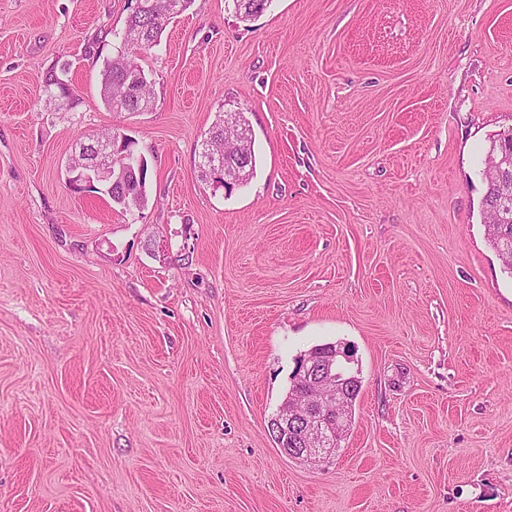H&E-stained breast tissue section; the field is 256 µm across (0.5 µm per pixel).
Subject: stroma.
<instances>
[{
  "label": "stroma",
  "mask_w": 512,
  "mask_h": 512,
  "mask_svg": "<svg viewBox=\"0 0 512 512\" xmlns=\"http://www.w3.org/2000/svg\"><path fill=\"white\" fill-rule=\"evenodd\" d=\"M130 0H0V512H512V275L485 158L512 129V0H193L108 110ZM67 68L68 98L43 80ZM240 112L256 171L196 167ZM118 128L125 211L66 183ZM354 352L336 457L270 428L300 354ZM508 135H510V140L507 138ZM504 144H510L512 148V131L501 135L497 140H493L486 156L483 175L487 181V190L482 199V211L488 219V242L502 261L504 270H508L512 275V190L508 194V201H505V193L498 186L491 159H489L488 166L486 165L489 154L491 156L500 155V150ZM495 209H498L503 218L504 222L502 224L491 222V213Z\"/></svg>",
  "instance_id": "stroma-1"
}]
</instances>
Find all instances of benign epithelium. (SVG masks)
Returning <instances> with one entry per match:
<instances>
[{
  "instance_id": "obj_1",
  "label": "benign epithelium",
  "mask_w": 512,
  "mask_h": 512,
  "mask_svg": "<svg viewBox=\"0 0 512 512\" xmlns=\"http://www.w3.org/2000/svg\"><path fill=\"white\" fill-rule=\"evenodd\" d=\"M224 129L234 131L238 141L249 138L246 129L236 118V113H224ZM125 139H102L97 136L80 140L66 160V183L77 193L91 189L103 193L112 192L125 184L126 170L116 166L117 142ZM198 159L201 170L217 172L224 181L237 184L236 172L227 167L228 158L214 152L210 143H205ZM498 175L503 189L512 183L507 174L512 171V152H503L497 160ZM350 351L340 345H332L327 354L311 352L301 357V366L294 378L298 391L281 404L278 414L271 420L278 448L285 456L308 463L320 464L330 461L336 449L329 447L330 436L338 434L349 420L347 403L358 385L356 373L352 372Z\"/></svg>"
}]
</instances>
